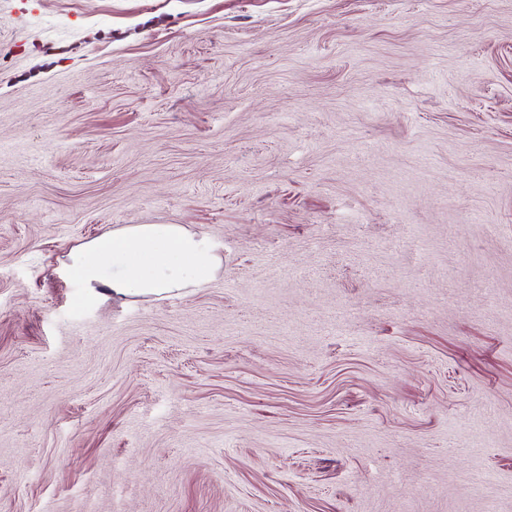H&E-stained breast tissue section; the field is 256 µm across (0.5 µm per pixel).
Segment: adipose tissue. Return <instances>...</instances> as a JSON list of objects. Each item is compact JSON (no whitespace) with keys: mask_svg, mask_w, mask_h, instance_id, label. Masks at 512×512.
<instances>
[{"mask_svg":"<svg viewBox=\"0 0 512 512\" xmlns=\"http://www.w3.org/2000/svg\"><path fill=\"white\" fill-rule=\"evenodd\" d=\"M69 275L115 297L164 299L212 281L224 262L206 234L180 224H129L69 254Z\"/></svg>","mask_w":512,"mask_h":512,"instance_id":"adipose-tissue-1","label":"adipose tissue"}]
</instances>
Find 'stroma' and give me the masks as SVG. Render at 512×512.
<instances>
[{
	"mask_svg": "<svg viewBox=\"0 0 512 512\" xmlns=\"http://www.w3.org/2000/svg\"><path fill=\"white\" fill-rule=\"evenodd\" d=\"M88 499L512 512V0H0V512ZM219 249L181 224H128L72 250L66 269L112 297L164 299L212 281L224 262Z\"/></svg>",
	"mask_w": 512,
	"mask_h": 512,
	"instance_id": "stroma-1",
	"label": "stroma"
}]
</instances>
